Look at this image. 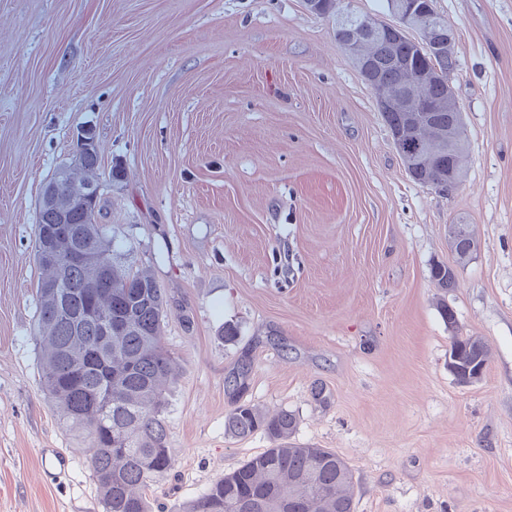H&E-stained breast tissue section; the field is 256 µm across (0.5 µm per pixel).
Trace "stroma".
Returning a JSON list of instances; mask_svg holds the SVG:
<instances>
[{
	"instance_id": "obj_1",
	"label": "stroma",
	"mask_w": 512,
	"mask_h": 512,
	"mask_svg": "<svg viewBox=\"0 0 512 512\" xmlns=\"http://www.w3.org/2000/svg\"><path fill=\"white\" fill-rule=\"evenodd\" d=\"M435 8L458 33L469 145L449 196L409 177L305 0H0V512H102L34 337L38 203L86 126L102 171L125 170L103 221L172 300L175 466L151 503L175 512L269 448L224 433V377L247 350V400L346 461L355 512H512V0ZM457 222L479 241L462 267ZM457 334L491 353L467 385L448 369Z\"/></svg>"
}]
</instances>
